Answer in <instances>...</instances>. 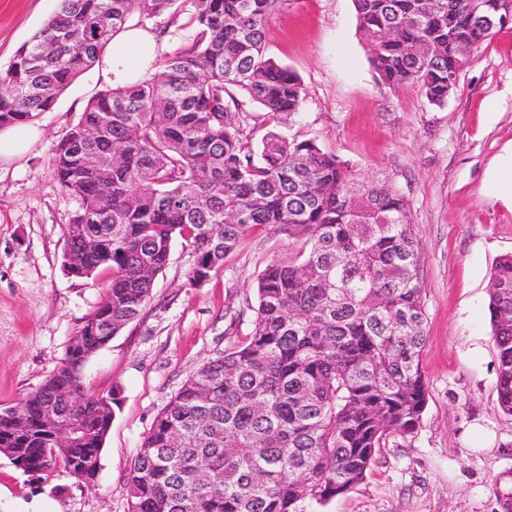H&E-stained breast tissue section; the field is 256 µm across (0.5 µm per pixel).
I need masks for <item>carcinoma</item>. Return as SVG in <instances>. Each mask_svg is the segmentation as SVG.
Returning <instances> with one entry per match:
<instances>
[{
  "label": "carcinoma",
  "mask_w": 512,
  "mask_h": 512,
  "mask_svg": "<svg viewBox=\"0 0 512 512\" xmlns=\"http://www.w3.org/2000/svg\"><path fill=\"white\" fill-rule=\"evenodd\" d=\"M490 2L353 0L371 67L437 106L456 89L448 76L500 32L482 20ZM276 3L61 0L0 69V126L32 121L133 16L185 13L192 31L154 74L91 96L53 154L59 185L80 200L64 268L112 278L57 369L0 408V448L22 457V473L99 470L118 398L85 391V364L141 314L176 239L192 247L187 278L200 287L256 226L308 249L263 270L250 335L204 361L157 414L128 474V512H316L420 422L425 313L405 197L355 179L312 139L271 129L257 151L241 131L236 94L271 121L304 98L296 73L264 49ZM489 311L497 402L512 415L511 254L496 264ZM74 424L80 441L57 445Z\"/></svg>",
  "instance_id": "carcinoma-1"
}]
</instances>
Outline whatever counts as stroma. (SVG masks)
Masks as SVG:
<instances>
[{
  "instance_id": "35a3bbf8",
  "label": "stroma",
  "mask_w": 512,
  "mask_h": 512,
  "mask_svg": "<svg viewBox=\"0 0 512 512\" xmlns=\"http://www.w3.org/2000/svg\"><path fill=\"white\" fill-rule=\"evenodd\" d=\"M59 0H0V68L57 10ZM266 51L301 79L300 110L268 122L246 97L244 134L269 128L315 140L359 180L406 198L420 247L426 341L420 355L428 401L419 425L391 438L365 480L321 512H501L496 486L512 473V416L496 400L498 359L487 286L512 254V27L472 55L442 107L419 87L380 82L357 29L352 0H281ZM90 69L36 121L22 157L0 164V407L14 405L60 364L85 315L102 300L109 271L77 279L63 268V232L79 208L58 184L51 157L87 100L102 89ZM303 240L253 229L199 288L187 280L191 248L175 240L150 302L85 368L93 393L119 407L94 486L55 470L30 482L0 456V512H127L132 460L160 409L208 358L251 332L253 286ZM492 441L477 448L474 426Z\"/></svg>"
}]
</instances>
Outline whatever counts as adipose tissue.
<instances>
[{"mask_svg":"<svg viewBox=\"0 0 512 512\" xmlns=\"http://www.w3.org/2000/svg\"><path fill=\"white\" fill-rule=\"evenodd\" d=\"M155 59L152 33L145 28L129 26L117 33L106 48L101 75L112 87H124L151 73Z\"/></svg>","mask_w":512,"mask_h":512,"instance_id":"1","label":"adipose tissue"}]
</instances>
